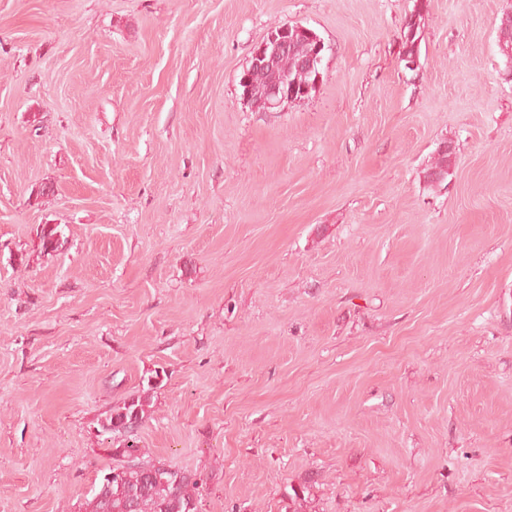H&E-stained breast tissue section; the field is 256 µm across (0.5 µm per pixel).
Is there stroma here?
Returning <instances> with one entry per match:
<instances>
[{
  "instance_id": "35a3bbf8",
  "label": "stroma",
  "mask_w": 512,
  "mask_h": 512,
  "mask_svg": "<svg viewBox=\"0 0 512 512\" xmlns=\"http://www.w3.org/2000/svg\"><path fill=\"white\" fill-rule=\"evenodd\" d=\"M509 12L0 0V512H83L148 387L199 512H512ZM284 23L322 79L266 112L239 78Z\"/></svg>"
}]
</instances>
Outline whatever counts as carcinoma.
<instances>
[{
    "mask_svg": "<svg viewBox=\"0 0 512 512\" xmlns=\"http://www.w3.org/2000/svg\"><path fill=\"white\" fill-rule=\"evenodd\" d=\"M453 154L436 151L427 171L447 176ZM61 230L44 224L40 229L41 250L55 253L60 246ZM150 396H133L112 408L98 421L97 432L123 437L122 449H112L115 458L136 456L139 465L122 467L117 463L103 473L91 489L84 512H130V498H135L136 512H197L199 479L163 460H146L137 442V430L147 418Z\"/></svg>",
    "mask_w": 512,
    "mask_h": 512,
    "instance_id": "obj_1",
    "label": "carcinoma"
}]
</instances>
